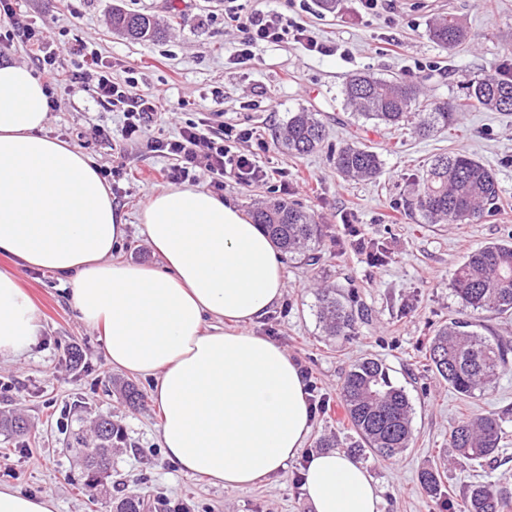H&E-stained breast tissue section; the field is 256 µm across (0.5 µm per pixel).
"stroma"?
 <instances>
[{
    "label": "stroma",
    "instance_id": "obj_1",
    "mask_svg": "<svg viewBox=\"0 0 512 512\" xmlns=\"http://www.w3.org/2000/svg\"><path fill=\"white\" fill-rule=\"evenodd\" d=\"M247 9L272 10L289 26L305 27L325 48L307 51L295 41L263 44L250 61L235 59L245 34L224 23V0H15L30 22L54 32L57 51L82 42L110 66L118 81L155 94L161 118L149 136L174 135L181 123L220 112L228 124L252 125L268 144L261 166L269 183L241 188L225 180L224 195L245 213L276 196L299 203L323 229L318 264L285 261L287 291L249 332L278 343L305 369L324 399L298 458L285 472L247 489L228 491L190 475L165 454L161 415L153 401L130 408L119 394H107L112 381L134 380L142 391L150 382L112 369L104 358L100 332L79 320L68 285L59 274L16 266L0 255V268L15 269L32 297L42 328L34 345L17 357L0 359V411L22 416L29 427L17 436L0 429V484L34 496H51L57 512H112V500L134 491L167 500L175 512H313L300 474L318 441L336 435L342 444L355 433L339 393L342 378L363 358L381 360L394 384L412 403V440L398 458L368 457L363 465L375 480L380 512H448L463 489L482 482L512 488V368L472 398L459 396L431 369L425 352L436 330L455 318H469L451 288L455 268L475 248L512 235V112L472 109L457 113L450 128L422 140L412 129L394 131L354 115L342 89L354 74L398 79L420 85L430 100L456 99L460 83L512 68V0H380L363 10L359 0H337L335 13L317 0H243ZM155 15L164 38L134 41L112 30L111 11ZM453 14L469 32L468 42L448 50L429 35L432 20ZM45 134L90 156L99 167H120L112 178V201L135 216L148 195L167 187L171 161L146 147L125 149L123 114L101 105L68 83L56 88ZM319 113L327 140L321 150L290 157L275 133L289 113ZM107 129L108 137L96 136ZM361 142L378 152L377 181H348L332 162L336 146ZM459 152L494 169L502 206L475 224H428L405 205L414 182L435 156ZM286 191H277V184ZM382 244L383 262H372L358 238ZM355 291L369 311L355 335L331 337L316 315L318 288ZM504 415L501 441L507 463L478 465L455 460L448 432L462 417ZM109 417L123 431L112 457V475L95 498L85 478L71 434L90 433L94 421ZM439 468L446 494L427 496L421 471Z\"/></svg>",
    "mask_w": 512,
    "mask_h": 512
}]
</instances>
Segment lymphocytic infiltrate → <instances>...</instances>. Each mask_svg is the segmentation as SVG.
Segmentation results:
<instances>
[{
    "mask_svg": "<svg viewBox=\"0 0 512 512\" xmlns=\"http://www.w3.org/2000/svg\"><path fill=\"white\" fill-rule=\"evenodd\" d=\"M0 12L9 18V25L0 30V51L11 49L15 43L28 45L32 53L35 74L43 80L46 91H53L59 82L60 63L52 48L50 30L30 25L13 7L11 0H0ZM224 17L242 28L246 34L236 57L251 58L259 44H276L287 40L305 43L308 50L321 51L322 46L305 29H288L277 14L259 9L245 10L239 0H224ZM78 62L71 71L70 81L77 91L89 94L99 102L121 106L124 123L123 138L134 145H145L151 152L174 159L167 177L175 182L194 180L197 168L211 175L209 186L223 191L225 177L235 184L248 186L266 180L267 172L257 164L253 155L235 151L240 142L256 139L254 129L232 124L214 125L212 117L187 120L177 134L165 138H146L145 133L158 117V99L150 93H137L114 82L110 72L86 68L81 62V49H74Z\"/></svg>",
    "mask_w": 512,
    "mask_h": 512,
    "instance_id": "lymphocytic-infiltrate-1",
    "label": "lymphocytic infiltrate"
}]
</instances>
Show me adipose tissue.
Returning <instances> with one entry per match:
<instances>
[{
    "instance_id": "obj_1",
    "label": "adipose tissue",
    "mask_w": 512,
    "mask_h": 512,
    "mask_svg": "<svg viewBox=\"0 0 512 512\" xmlns=\"http://www.w3.org/2000/svg\"><path fill=\"white\" fill-rule=\"evenodd\" d=\"M42 79L0 62V254L68 276L80 320L113 369L151 381L166 456L237 490L287 470L311 431L299 367L247 324L286 290L281 254L232 200L191 186L153 191L138 214L161 267L115 259L127 220L97 164L49 138ZM40 315L0 269V358L26 351ZM314 512H380L378 487L342 452L303 473Z\"/></svg>"
}]
</instances>
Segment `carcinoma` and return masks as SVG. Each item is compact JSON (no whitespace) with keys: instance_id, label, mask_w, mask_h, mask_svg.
<instances>
[{"instance_id":"carcinoma-1","label":"carcinoma","mask_w":512,"mask_h":512,"mask_svg":"<svg viewBox=\"0 0 512 512\" xmlns=\"http://www.w3.org/2000/svg\"><path fill=\"white\" fill-rule=\"evenodd\" d=\"M112 29L132 40H154L163 28L151 16L112 9ZM434 42L454 49L467 32L452 14L436 18L430 27ZM460 102H429L415 83L354 75L344 85L347 104L366 120L391 127L413 125L415 133L428 138L454 121L461 107L512 112V74L487 75L462 83ZM326 129L318 113L302 109L288 116L279 135L290 155L301 156L321 149ZM336 171L348 178L374 179L382 169L379 154L368 145L352 142L336 150ZM428 224H470L491 216L500 207L496 174L484 163L462 154L440 155L431 161L407 201ZM254 222L269 233L281 252L314 261L322 229L305 210L286 201L267 203L254 213ZM452 289L462 305L474 313L512 314V240L493 242L472 252L458 265ZM316 314L328 336H348L365 317V310L334 288L322 289L316 297ZM512 349L484 336L468 320L440 329L429 346V360L436 373L456 393L472 397L491 386L509 366ZM118 391L132 407L142 406L145 396L133 383L119 384ZM342 403L358 436L351 450L389 461L409 447L412 438V405L404 388L390 380L387 367L366 358L354 364L341 382ZM503 419L495 413L460 419L449 431L448 447L462 462L494 463L499 457ZM80 462L90 489L102 483L112 467V451L122 433L112 421L97 422L90 439L77 433ZM420 485L430 497L442 493V475L437 468L424 470ZM512 492L493 485H473L465 495L461 512H507ZM112 512H148L138 494L127 492L112 502Z\"/></svg>"}]
</instances>
